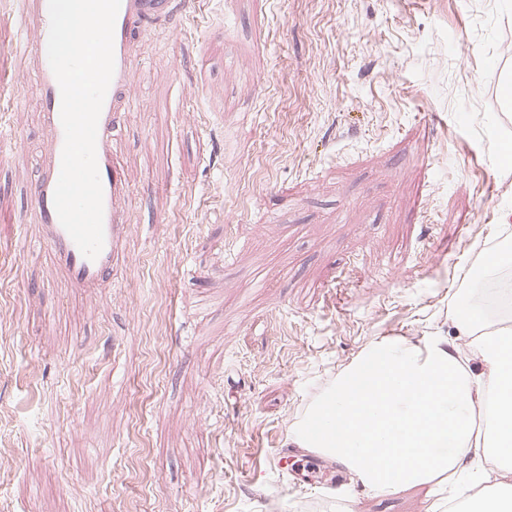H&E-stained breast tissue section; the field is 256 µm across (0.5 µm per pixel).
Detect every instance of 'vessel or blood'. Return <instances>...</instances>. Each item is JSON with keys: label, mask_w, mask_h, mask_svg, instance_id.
<instances>
[{"label": "vessel or blood", "mask_w": 512, "mask_h": 512, "mask_svg": "<svg viewBox=\"0 0 512 512\" xmlns=\"http://www.w3.org/2000/svg\"><path fill=\"white\" fill-rule=\"evenodd\" d=\"M173 9L174 0H121L114 28V74L100 113L96 142L103 186L104 245L98 257L90 260L60 223L53 202L64 132L60 120L61 91L47 55L48 0H22L20 7L14 47L38 73L43 123L49 134L44 171L31 193L32 209L43 228L40 245L51 253L57 272L92 300L97 298L100 288L111 283L122 243L130 232L125 210L128 184L113 155L112 130L120 109L132 110L141 104L132 90L135 45L158 19L168 16Z\"/></svg>", "instance_id": "b4317fda"}]
</instances>
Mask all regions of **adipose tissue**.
<instances>
[{
    "label": "adipose tissue",
    "mask_w": 512,
    "mask_h": 512,
    "mask_svg": "<svg viewBox=\"0 0 512 512\" xmlns=\"http://www.w3.org/2000/svg\"><path fill=\"white\" fill-rule=\"evenodd\" d=\"M289 441L340 462L379 495L462 472L482 480V458L511 472L512 328L458 297L447 334L374 344L308 405ZM468 457L475 466L465 467Z\"/></svg>",
    "instance_id": "obj_1"
}]
</instances>
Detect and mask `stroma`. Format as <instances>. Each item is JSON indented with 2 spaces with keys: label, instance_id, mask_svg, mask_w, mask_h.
I'll use <instances>...</instances> for the list:
<instances>
[{
  "label": "stroma",
  "instance_id": "obj_1",
  "mask_svg": "<svg viewBox=\"0 0 512 512\" xmlns=\"http://www.w3.org/2000/svg\"><path fill=\"white\" fill-rule=\"evenodd\" d=\"M19 5L0 0V512H433L429 487L378 496L285 441L374 342L447 332L501 240L512 14L189 0L161 19L114 131L128 259L90 308L20 248L47 135Z\"/></svg>",
  "mask_w": 512,
  "mask_h": 512
}]
</instances>
